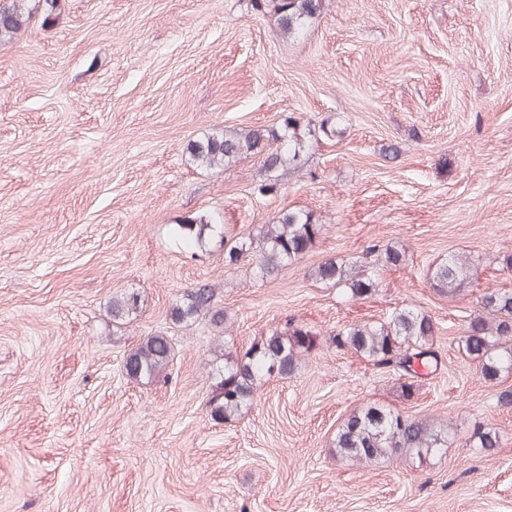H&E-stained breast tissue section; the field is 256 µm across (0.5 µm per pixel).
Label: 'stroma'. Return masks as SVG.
<instances>
[{
    "label": "stroma",
    "mask_w": 512,
    "mask_h": 512,
    "mask_svg": "<svg viewBox=\"0 0 512 512\" xmlns=\"http://www.w3.org/2000/svg\"><path fill=\"white\" fill-rule=\"evenodd\" d=\"M290 113L339 133L277 193L255 194L258 158L219 172L186 151ZM287 209L326 230L264 281L169 236L190 215L237 234ZM375 239L408 255L382 268L377 296L310 277ZM461 250L479 257L476 279L439 297L427 271ZM510 253L512 0H325L289 38L251 0H65L0 49V512H512V409L459 344L481 294L512 288ZM207 281L234 348L289 317L326 337L411 304L436 321L442 365L405 403L394 374L325 345L214 422V334L169 318ZM128 289L141 309L116 331L107 306ZM156 331L174 338L172 365L129 381L126 355ZM368 402L459 433L423 462L335 457L338 426ZM479 426L500 432L493 455L467 444Z\"/></svg>",
    "instance_id": "stroma-1"
}]
</instances>
